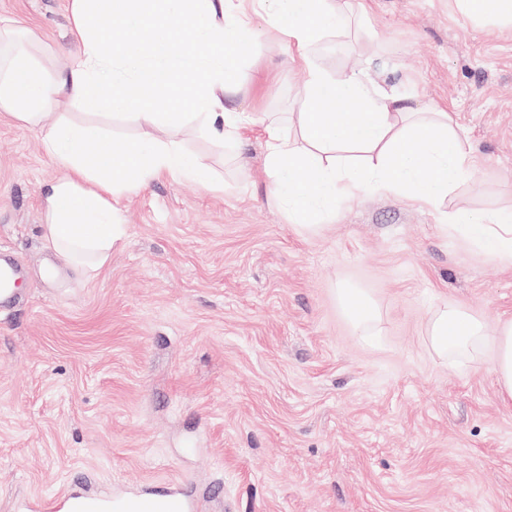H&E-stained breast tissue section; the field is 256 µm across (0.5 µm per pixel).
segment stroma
Returning <instances> with one entry per match:
<instances>
[{
	"label": "stroma",
	"instance_id": "obj_1",
	"mask_svg": "<svg viewBox=\"0 0 512 512\" xmlns=\"http://www.w3.org/2000/svg\"><path fill=\"white\" fill-rule=\"evenodd\" d=\"M263 38L228 107L298 112L303 74ZM347 30L316 62L367 67L415 106L449 112L474 161L448 210L512 209V27L457 0H345ZM0 17L71 49L68 0H0ZM204 187L163 176L125 202L126 237L92 277L45 236L63 172L0 115V253L23 267L0 311V512L78 487L109 497L179 486L188 512H512V403L488 360L448 365L426 343L453 303L512 320V262L450 236L434 208L360 194L325 223L269 197L264 133L224 146L185 127ZM381 321L353 329L336 290Z\"/></svg>",
	"mask_w": 512,
	"mask_h": 512
}]
</instances>
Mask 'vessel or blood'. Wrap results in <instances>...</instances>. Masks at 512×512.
I'll return each instance as SVG.
<instances>
[{"mask_svg": "<svg viewBox=\"0 0 512 512\" xmlns=\"http://www.w3.org/2000/svg\"><path fill=\"white\" fill-rule=\"evenodd\" d=\"M42 512H186L183 499L176 493H144L132 497L103 498L90 493L62 491L44 502Z\"/></svg>", "mask_w": 512, "mask_h": 512, "instance_id": "b4317fda", "label": "vessel or blood"}]
</instances>
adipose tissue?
<instances>
[{
    "label": "adipose tissue",
    "instance_id": "ef3b65f1",
    "mask_svg": "<svg viewBox=\"0 0 512 512\" xmlns=\"http://www.w3.org/2000/svg\"><path fill=\"white\" fill-rule=\"evenodd\" d=\"M69 12L74 46L53 63L37 29L0 20V113L36 131L44 155L63 170L45 192L46 236L64 262L91 275L126 236L128 196L162 175L210 184L209 168L178 130L192 124L235 141L256 124L253 113L226 109L224 96L257 31L239 0H69ZM344 17L339 0H273L268 15L304 73L302 111L269 122L265 140L269 193L297 223L362 192L435 207L467 170L447 112L411 108L364 71L340 76L316 64V46L342 31ZM117 20L132 37L101 38ZM160 100L170 111H157ZM75 109L81 119L72 118ZM99 116H128L160 134L127 141L106 133ZM448 231L490 259H512L511 217L456 214ZM427 342L448 361L490 352L500 391L512 399V321L491 335L448 304L435 312Z\"/></svg>",
    "mask_w": 512,
    "mask_h": 512
}]
</instances>
